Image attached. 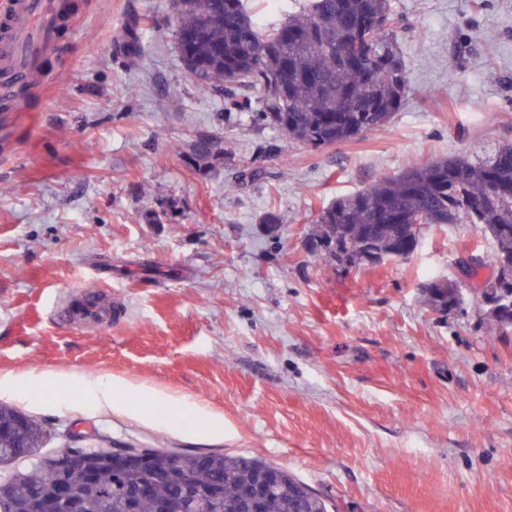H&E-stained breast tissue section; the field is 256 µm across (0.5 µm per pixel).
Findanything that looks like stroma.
Masks as SVG:
<instances>
[{"label":"stroma","instance_id":"stroma-1","mask_svg":"<svg viewBox=\"0 0 512 512\" xmlns=\"http://www.w3.org/2000/svg\"><path fill=\"white\" fill-rule=\"evenodd\" d=\"M60 3L37 84L0 112V377L56 380L0 402L54 448L81 426L116 448L260 457L337 512H512V344L474 300L441 316L420 295L492 240L426 224L405 260L310 254L336 196L512 141V0H395L408 102L386 128L320 149L225 121L164 36L169 0ZM133 20L130 59L118 38ZM204 135L222 148L206 173L188 157ZM246 168L260 179L232 186ZM78 291L111 295L120 316L63 323L55 307ZM93 375L126 383L127 411L83 393ZM145 386L165 401H142ZM185 398L223 432L176 424Z\"/></svg>","mask_w":512,"mask_h":512}]
</instances>
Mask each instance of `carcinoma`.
<instances>
[{
  "label": "carcinoma",
  "instance_id": "cac0c4a2",
  "mask_svg": "<svg viewBox=\"0 0 512 512\" xmlns=\"http://www.w3.org/2000/svg\"><path fill=\"white\" fill-rule=\"evenodd\" d=\"M169 6L168 34L201 91L228 98L238 115L304 145L328 147L382 129L410 94L392 0H291L289 8L274 3L264 23L253 18L250 0H169ZM139 47L130 25L123 51L134 57ZM214 145L212 136L195 139L190 160L199 168L214 165ZM417 220L439 227L476 224L491 236L495 248L472 277L489 267L501 280L487 281L476 303L500 335L512 336V306L505 301L512 292V143L498 141L475 155L421 159L336 197L317 215L311 254L337 261L340 240L356 267H372L373 255L385 259L418 245ZM423 293L428 309L439 314L465 304L449 278L444 285L426 284ZM49 440L36 419L0 405V469L7 470L0 485L9 490L0 512H128L129 494L146 482L152 493L135 512H157L159 501L181 512L184 478L201 491L195 512H236L240 494L272 466L254 457L181 452V478H162L170 449L148 448L143 462L122 472L97 469L73 510L58 496V476L31 455ZM259 512L331 507L285 470Z\"/></svg>",
  "mask_w": 512,
  "mask_h": 512
}]
</instances>
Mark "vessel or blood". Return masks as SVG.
Here are the masks:
<instances>
[{
    "mask_svg": "<svg viewBox=\"0 0 512 512\" xmlns=\"http://www.w3.org/2000/svg\"><path fill=\"white\" fill-rule=\"evenodd\" d=\"M55 9L54 0H0V100L12 101L20 88L35 83L33 57L56 46ZM59 315L79 323L112 317L103 299L83 292L73 294Z\"/></svg>",
    "mask_w": 512,
    "mask_h": 512,
    "instance_id": "vessel-or-blood-1",
    "label": "vessel or blood"
}]
</instances>
